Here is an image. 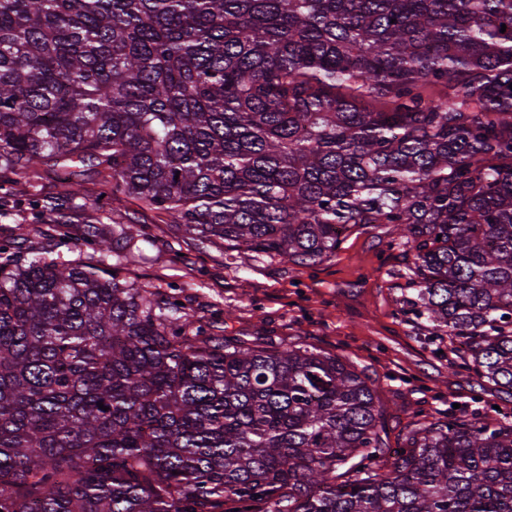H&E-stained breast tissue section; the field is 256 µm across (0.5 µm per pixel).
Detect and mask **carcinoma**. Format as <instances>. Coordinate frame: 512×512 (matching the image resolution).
Returning <instances> with one entry per match:
<instances>
[{
  "label": "carcinoma",
  "instance_id": "obj_1",
  "mask_svg": "<svg viewBox=\"0 0 512 512\" xmlns=\"http://www.w3.org/2000/svg\"><path fill=\"white\" fill-rule=\"evenodd\" d=\"M48 170L299 266L392 224L403 304L512 391V0H0V182ZM12 203L59 217L0 240V512H512L506 418L388 456L347 359L212 336L109 273L126 221L65 261Z\"/></svg>",
  "mask_w": 512,
  "mask_h": 512
}]
</instances>
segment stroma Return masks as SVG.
<instances>
[{"label": "stroma", "mask_w": 512, "mask_h": 512, "mask_svg": "<svg viewBox=\"0 0 512 512\" xmlns=\"http://www.w3.org/2000/svg\"><path fill=\"white\" fill-rule=\"evenodd\" d=\"M98 177L86 179L84 209L70 212L69 258L84 252L89 223L120 211L135 220L139 247L123 253L120 274L176 294L193 320L225 337L300 341L339 354L364 369L387 405L390 447L416 415L444 420L472 409L499 406L512 413V396L451 353H436L426 329L402 310L413 253L390 224L350 229L335 256L311 266L252 254L240 256L195 246L183 228L141 201H97ZM52 229L29 212L0 208V238L28 248Z\"/></svg>", "instance_id": "obj_1"}]
</instances>
